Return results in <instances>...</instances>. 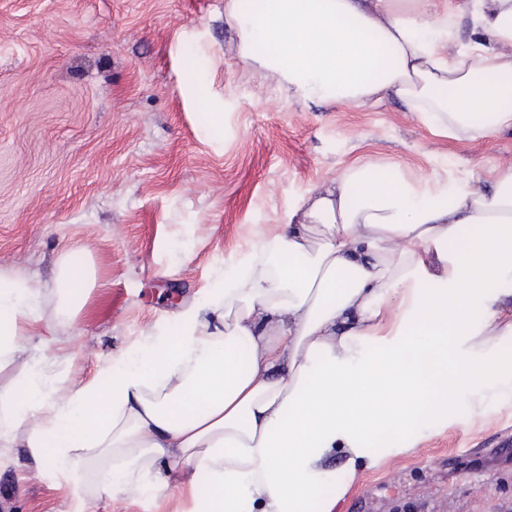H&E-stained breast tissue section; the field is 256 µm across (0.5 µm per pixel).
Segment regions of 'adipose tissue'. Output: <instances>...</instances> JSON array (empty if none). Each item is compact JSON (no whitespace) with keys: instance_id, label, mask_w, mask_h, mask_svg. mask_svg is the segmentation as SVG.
<instances>
[{"instance_id":"obj_1","label":"adipose tissue","mask_w":512,"mask_h":512,"mask_svg":"<svg viewBox=\"0 0 512 512\" xmlns=\"http://www.w3.org/2000/svg\"><path fill=\"white\" fill-rule=\"evenodd\" d=\"M242 59L295 100L373 108L388 97L437 131L512 130V0H226ZM463 241L459 250L450 245ZM57 318L73 320L94 263L57 260ZM512 164L489 190L425 194L395 167L358 162L221 273L174 328L130 346L84 385L32 357L0 387V466L24 443L54 472L84 462L100 496L168 495L180 463L189 512H335L325 464L350 477L413 447L422 425L468 427L512 387L498 336L512 311ZM42 285L0 270V368L42 318ZM473 408L453 411L459 395ZM29 433H21L26 420Z\"/></svg>"}]
</instances>
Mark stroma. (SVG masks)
Instances as JSON below:
<instances>
[{
    "label": "stroma",
    "mask_w": 512,
    "mask_h": 512,
    "mask_svg": "<svg viewBox=\"0 0 512 512\" xmlns=\"http://www.w3.org/2000/svg\"><path fill=\"white\" fill-rule=\"evenodd\" d=\"M225 0H0V269L45 283L25 337L67 387L173 326L217 274L355 161L421 191L484 185L512 132L435 135L397 99L359 110L287 92L238 53ZM99 285L55 319L69 242ZM470 429H415L413 451L365 471L337 512H512V394ZM139 494H76L24 446L0 467V512H184Z\"/></svg>",
    "instance_id": "obj_1"
}]
</instances>
